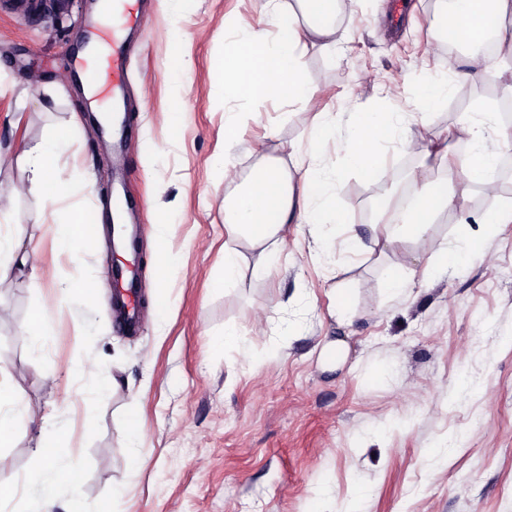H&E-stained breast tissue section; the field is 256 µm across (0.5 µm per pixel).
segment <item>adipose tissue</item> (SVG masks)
Instances as JSON below:
<instances>
[{
    "instance_id": "obj_1",
    "label": "adipose tissue",
    "mask_w": 512,
    "mask_h": 512,
    "mask_svg": "<svg viewBox=\"0 0 512 512\" xmlns=\"http://www.w3.org/2000/svg\"><path fill=\"white\" fill-rule=\"evenodd\" d=\"M356 2L298 0L299 9L294 12L285 0H264L267 27L225 28L224 57L216 76L225 103L262 102L285 91L303 103L314 101L317 89L304 71L307 50L315 47L324 53L335 51L336 15L353 10ZM447 15L441 40L457 48L459 54L441 59L446 75L431 78L425 91L427 99L436 102L447 97L449 79L476 80L488 75L498 80L503 96L512 97V29L503 24L512 15V0H450ZM496 115L494 102L477 101L445 133L446 139L465 140L469 147L463 163L467 183L483 187L495 176L498 157L488 151L487 143L498 132ZM319 117L308 144L291 148V156L298 159L294 169H287L280 159H267L242 191L225 200L230 233L262 246L274 240L286 225L304 224L315 244L325 246L323 228L346 221L336 197L348 171L370 174V155L381 145L395 144L403 151L419 154L426 151L412 114L352 112L348 115L343 163L328 169L322 162L336 136V117L326 111ZM72 136V130H58L46 141L23 148L29 182L24 185L0 180V223H13L14 203L19 196L27 192L39 195L42 206L32 215V222L45 225L59 249L77 263L85 254L86 244L75 235L71 223L58 220V206L75 196L92 200L95 181L89 175L79 180L66 176L61 162L69 153ZM411 180L413 198L382 212L387 226L380 235L385 243L418 242L440 214L461 209L447 180L431 177L425 170L412 175ZM24 483L38 490L37 512H51L60 486H68L75 493L80 490L75 464L46 459L39 448L33 453Z\"/></svg>"
}]
</instances>
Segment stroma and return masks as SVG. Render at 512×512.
I'll return each instance as SVG.
<instances>
[{
    "label": "stroma",
    "mask_w": 512,
    "mask_h": 512,
    "mask_svg": "<svg viewBox=\"0 0 512 512\" xmlns=\"http://www.w3.org/2000/svg\"><path fill=\"white\" fill-rule=\"evenodd\" d=\"M11 2L0 0V65L16 80L0 93V178L25 180L21 147L78 125L70 172L92 171L99 199L117 192L139 204L143 309L139 329L122 330L106 284L118 257L95 246L73 263L29 222L39 199L17 200L39 271L17 268L0 288L10 310L0 322V381L56 425L21 420L0 439L11 463L0 471V512H33L36 495L16 485L42 444L82 472L79 495L59 491L65 512H512V224L496 226L469 266L424 279L430 257L483 227L445 213L418 243L375 245L369 226L389 191H404L423 163L388 146L379 150L385 171L349 173L337 205L350 226L337 228L328 255L292 224L268 261L229 233L224 197L263 159L307 143L316 114L285 95L228 111L214 83L225 26L261 24L264 0H192L178 45L167 0H145L149 24L130 65V140L120 152L92 124L69 71L90 6ZM389 2L358 0L338 17L335 54L309 52L305 74L330 111L410 112L433 143L495 80L457 83L426 102L419 90L436 71L431 46L445 6L404 0L406 21L394 31ZM221 156L236 182H225ZM159 222L171 226L163 271L151 236ZM353 229L360 243L349 249ZM228 246L241 268L227 288ZM396 270L413 280L410 294L385 291ZM339 284L353 308L343 324L334 314ZM51 301L50 334L39 344L30 331ZM230 327L240 345L224 344ZM336 337L347 357L324 366L322 347ZM88 360L96 372L82 371ZM134 450L141 463L132 470Z\"/></svg>",
    "instance_id": "stroma-1"
}]
</instances>
